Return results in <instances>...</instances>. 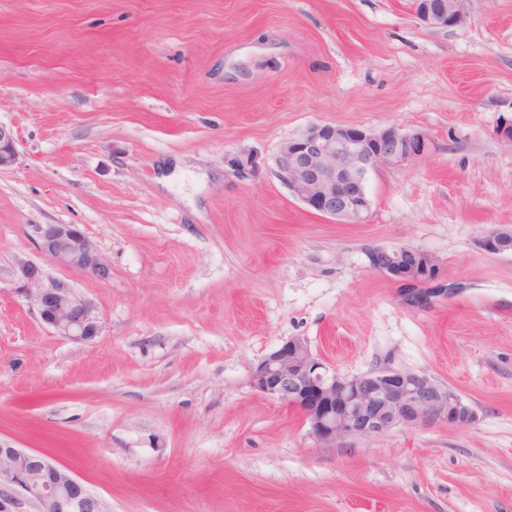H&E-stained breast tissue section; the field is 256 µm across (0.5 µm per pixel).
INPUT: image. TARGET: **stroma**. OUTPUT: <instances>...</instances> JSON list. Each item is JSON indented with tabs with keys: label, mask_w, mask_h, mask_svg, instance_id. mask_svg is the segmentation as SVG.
I'll use <instances>...</instances> for the list:
<instances>
[{
	"label": "stroma",
	"mask_w": 512,
	"mask_h": 512,
	"mask_svg": "<svg viewBox=\"0 0 512 512\" xmlns=\"http://www.w3.org/2000/svg\"><path fill=\"white\" fill-rule=\"evenodd\" d=\"M455 28L414 0H0V443L46 454L108 512H512V0ZM417 128L339 224L281 179L313 124ZM77 224L90 282L38 245ZM371 245L434 253L457 293L422 311ZM87 298L88 341L17 295L20 266ZM300 337L337 374L423 372L477 413L322 448L257 392ZM18 141L19 134L16 129L0 124V170L15 164L18 157ZM476 244L482 251L493 255L512 253V227L509 225H492L484 229Z\"/></svg>",
	"instance_id": "obj_1"
}]
</instances>
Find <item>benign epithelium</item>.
Wrapping results in <instances>:
<instances>
[{"mask_svg": "<svg viewBox=\"0 0 512 512\" xmlns=\"http://www.w3.org/2000/svg\"><path fill=\"white\" fill-rule=\"evenodd\" d=\"M466 0H415L425 24L453 28L467 22ZM18 131L0 124V170L18 157ZM422 130L395 126L365 128L316 124L281 149L278 167L293 195L316 213L343 224H364L371 208L369 174L401 167L430 152ZM476 244L493 255L512 253V227L492 225ZM38 247L58 265L98 282L110 276L93 242L76 224L38 225ZM368 267L402 289L405 304L428 308L448 296L452 287L440 278V262L432 253L411 246L371 245L364 249ZM23 284L15 293L32 300L40 321L74 341L96 337L100 325L88 300L65 285L40 288L33 264L20 267ZM259 393L299 410L309 435L322 448H334L347 436L379 437L398 426L415 427L439 420L471 424L476 413L451 388L427 374L382 369L341 377L311 351L308 342L292 338L266 356L252 374ZM17 486L39 503L43 512H107L105 504L81 481L39 452L0 444V512H10L4 488Z\"/></svg>", "mask_w": 512, "mask_h": 512, "instance_id": "obj_1", "label": "benign epithelium"}]
</instances>
